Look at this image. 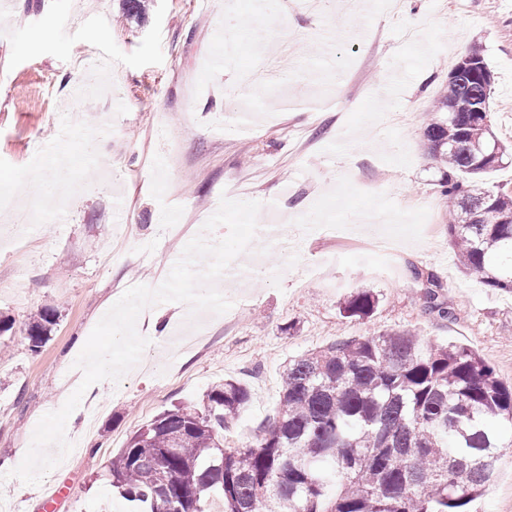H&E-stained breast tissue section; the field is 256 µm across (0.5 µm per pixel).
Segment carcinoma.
Wrapping results in <instances>:
<instances>
[{"label":"carcinoma","instance_id":"carcinoma-1","mask_svg":"<svg viewBox=\"0 0 512 512\" xmlns=\"http://www.w3.org/2000/svg\"><path fill=\"white\" fill-rule=\"evenodd\" d=\"M493 74L482 52L462 56L432 108L424 136L448 169L479 178L507 147L492 125ZM448 243L463 271L491 291L512 293V195L474 193L451 178ZM428 308H448L431 289ZM350 293L340 312L363 318L377 304ZM56 313L29 323V346L49 339ZM227 378L199 407L176 406L139 429L112 459V486L148 512H471L495 478L502 426L512 429V384L476 352L410 331L334 342L288 360L277 414L236 446L218 439L249 403Z\"/></svg>","mask_w":512,"mask_h":512}]
</instances>
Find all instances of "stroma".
Wrapping results in <instances>:
<instances>
[{
  "instance_id": "35a3bbf8",
  "label": "stroma",
  "mask_w": 512,
  "mask_h": 512,
  "mask_svg": "<svg viewBox=\"0 0 512 512\" xmlns=\"http://www.w3.org/2000/svg\"><path fill=\"white\" fill-rule=\"evenodd\" d=\"M0 0V460L19 465L40 418L74 390L73 363L127 288L158 286L221 196L261 202L257 232L217 280L229 316L179 305L164 336L140 315L146 362L92 385L74 449L39 485L0 482V512H142L110 482L113 457L174 404L195 407L227 378L246 410L228 444L272 418L291 358L335 341L412 329L467 345L512 382V294L484 288L448 245L444 168L428 153L429 112L460 58L480 48L494 76L493 122L512 144V0ZM111 27L106 39L90 31ZM266 65L260 86L239 72ZM399 82L396 94L385 91ZM66 184H59V175ZM401 234L399 273L365 260L372 238ZM434 272L450 315L427 309L413 268ZM360 289L364 319L339 313ZM56 309L48 341L27 329ZM474 512H512V447ZM377 295L369 289H361L350 293L343 301L340 312L346 317L363 318L371 313L377 304ZM56 313L52 308L41 310L38 315L29 323L28 336L29 346L36 351L49 339L51 326L55 324Z\"/></svg>"
}]
</instances>
